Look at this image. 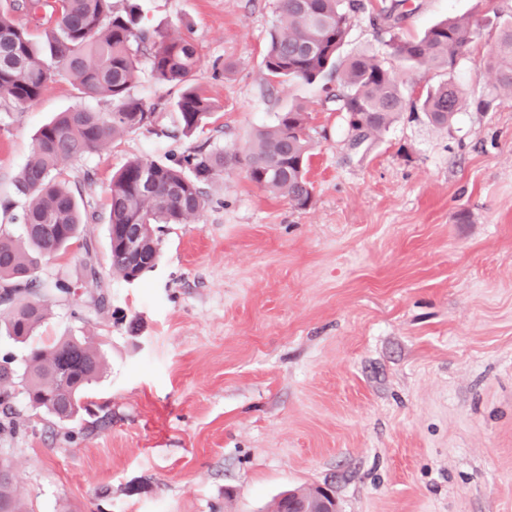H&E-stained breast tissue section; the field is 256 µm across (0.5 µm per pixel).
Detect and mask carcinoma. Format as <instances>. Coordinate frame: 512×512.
Returning <instances> with one entry per match:
<instances>
[{"instance_id":"1","label":"carcinoma","mask_w":512,"mask_h":512,"mask_svg":"<svg viewBox=\"0 0 512 512\" xmlns=\"http://www.w3.org/2000/svg\"><path fill=\"white\" fill-rule=\"evenodd\" d=\"M405 0H391L373 17V24L391 33L392 54L407 65L453 69L456 57L471 42L473 24L467 17H449L430 27L419 39L393 34L405 13ZM45 11L52 23L44 46L31 39L23 16L36 20ZM366 9L364 0H278V23L270 32L262 59L269 83H307L336 78L341 91L337 110L345 113L350 144L368 145L403 112L404 83L373 56L340 59L352 15ZM200 58L193 41L180 34L152 30L142 23L138 0H4L0 4V101L26 104L38 98L49 81L69 80L81 94L103 99L105 112L75 106L59 113L35 134V145L15 179V194L23 201L19 217L23 236L0 227V309L6 334L19 342L37 335L48 316L40 294L65 293L67 282L40 281L39 262L77 243L84 250L83 284L106 304L104 284L94 249L83 239L84 224L95 218L65 177L69 164L84 158L108 139L140 129L151 130L156 107L135 93L141 77L182 84L175 102L179 129L190 136L204 129L214 103L191 85ZM497 95L512 98V22L500 30L490 52ZM467 104L463 89L445 80L420 102L425 118L449 127ZM313 147L304 107L291 106L275 122L257 131L244 161L248 177L258 187L288 198L297 209L312 201L306 164ZM224 148L203 144L172 163L142 158L127 160L112 177L107 198L108 232L124 224H139L159 257L163 224H184L199 217L207 204L205 186L224 172ZM52 226L46 231L43 225ZM109 269L125 280L137 269L120 241L109 239ZM104 367L98 344L61 336L31 350L20 383L31 407L59 421L77 417L82 398ZM0 512H21L16 476L11 464L0 462Z\"/></svg>"}]
</instances>
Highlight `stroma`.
Returning a JSON list of instances; mask_svg holds the SVG:
<instances>
[{"label": "stroma", "mask_w": 512, "mask_h": 512, "mask_svg": "<svg viewBox=\"0 0 512 512\" xmlns=\"http://www.w3.org/2000/svg\"><path fill=\"white\" fill-rule=\"evenodd\" d=\"M140 4L147 27L196 44L214 122L182 135L180 86L142 79L164 135L107 142L68 167L71 186L101 207L128 158L208 141L234 159L200 217L164 225L137 281L108 270L106 216L85 224L108 304L47 295L32 342L95 337L105 370L68 423L12 385L0 460L25 512H273L281 493L315 486L339 512H512V100L486 69L512 0H407L408 39L474 21L451 72L404 67L370 11L354 14L342 56L376 57L419 98L451 77L473 99L444 128L406 108L358 149L336 80L264 81L276 0ZM80 101L58 77L32 102L0 103V202L38 128ZM295 104L313 141L305 209L252 183L243 161Z\"/></svg>", "instance_id": "35a3bbf8"}]
</instances>
